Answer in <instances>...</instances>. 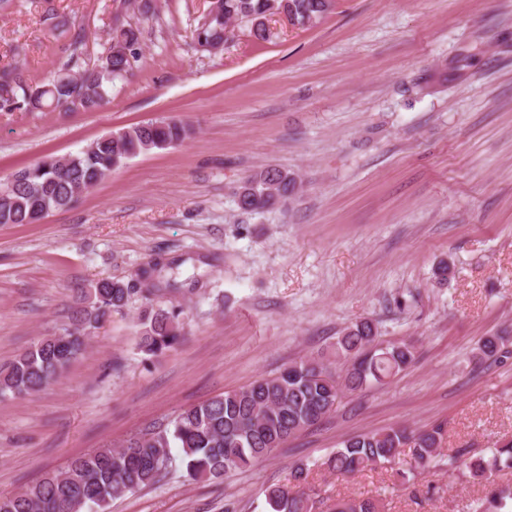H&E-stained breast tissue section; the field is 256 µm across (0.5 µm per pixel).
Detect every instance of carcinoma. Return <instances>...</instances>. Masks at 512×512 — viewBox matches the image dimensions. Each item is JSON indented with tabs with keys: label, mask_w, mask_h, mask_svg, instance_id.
Masks as SVG:
<instances>
[{
	"label": "carcinoma",
	"mask_w": 512,
	"mask_h": 512,
	"mask_svg": "<svg viewBox=\"0 0 512 512\" xmlns=\"http://www.w3.org/2000/svg\"><path fill=\"white\" fill-rule=\"evenodd\" d=\"M332 0H212L195 40L212 52L224 47L229 26L247 20L258 40L270 37L267 21L283 14L301 26L317 23ZM141 30L119 13L113 16L108 48L98 63L84 66V40L70 39L66 61L45 82L32 86L17 67L0 70V111L54 112L96 109L109 100L108 89L123 78L138 57ZM177 121H151L105 135L86 149L68 156L65 164L48 159L0 179V224H38L49 213L71 206L105 180L113 170L142 153L167 149L190 134ZM296 189L288 172L270 168L249 175L236 192L244 213L272 207ZM134 285L101 278L80 289V303L69 326L42 336L0 368V398H23L40 392L83 354L89 330L102 325L128 305ZM182 311L148 303L138 324V347L159 356L180 340ZM334 357L345 364L337 376L323 357H301L276 374L247 387L226 391L178 412L174 418L143 433L128 436L120 446L98 448L74 457L69 464L45 473L26 489L0 494V512H108L113 500L158 483L172 467L170 449H180L181 461L192 480L220 482L227 474L271 456L288 440L330 414L342 392H359L410 367L416 359L411 342L382 345L377 327L360 321L337 337ZM512 358L509 338L492 334L479 342L473 360ZM441 428L409 432L396 427L360 434L341 442L323 465L352 474L390 463L412 444L409 473L430 472L439 463ZM471 475L489 483L485 497L472 512H512V487L492 476L512 470V439L490 450V456L465 463ZM310 468L296 465L288 483L264 489L267 512H313L315 501L303 490ZM327 512H381L380 500L342 497Z\"/></svg>",
	"instance_id": "obj_1"
}]
</instances>
